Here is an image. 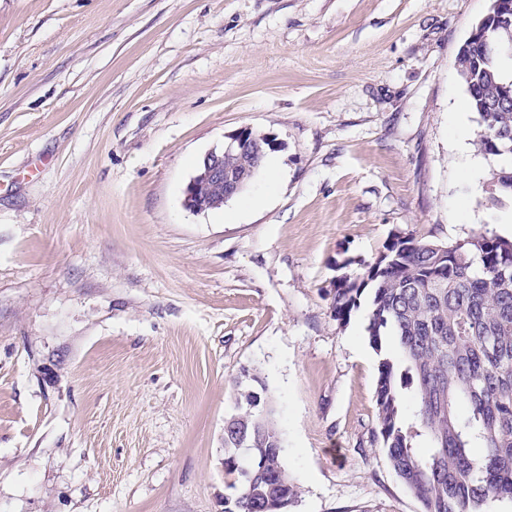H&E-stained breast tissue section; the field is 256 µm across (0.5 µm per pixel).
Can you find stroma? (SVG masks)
Masks as SVG:
<instances>
[{
    "label": "stroma",
    "mask_w": 512,
    "mask_h": 512,
    "mask_svg": "<svg viewBox=\"0 0 512 512\" xmlns=\"http://www.w3.org/2000/svg\"><path fill=\"white\" fill-rule=\"evenodd\" d=\"M491 0H0V512H222L224 418L261 370L290 512H423L373 444L366 312L337 267L392 233L512 237L455 66ZM272 134L193 212L202 158ZM226 138L227 141H224L222 149L211 151L204 156L201 172L194 176L187 185L184 202L190 210L204 212L223 207L227 201L237 195L257 175L259 168L254 166L241 172L236 177H225L224 169L226 174H231L237 173L246 165H251L252 158L250 155H239L237 153L248 151H256L258 153L260 149L252 135V129L249 127H242L233 134L226 136ZM200 181L214 185H223V195L203 196L208 191L207 187H202L198 191V195L197 186ZM201 194L202 196H200Z\"/></svg>",
    "instance_id": "35a3bbf8"
}]
</instances>
